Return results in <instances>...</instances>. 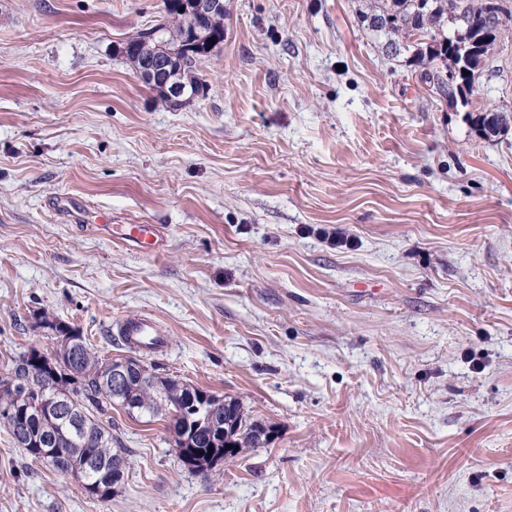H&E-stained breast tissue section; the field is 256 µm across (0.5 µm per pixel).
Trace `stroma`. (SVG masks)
Wrapping results in <instances>:
<instances>
[{
  "label": "stroma",
  "instance_id": "stroma-1",
  "mask_svg": "<svg viewBox=\"0 0 512 512\" xmlns=\"http://www.w3.org/2000/svg\"><path fill=\"white\" fill-rule=\"evenodd\" d=\"M224 2L207 92L173 107L121 52L163 0H0V380L60 321L271 442L219 477L113 407L101 503L0 426V512H512V130L428 91L368 0ZM490 58L472 104L512 109V41ZM134 313L169 346L133 352ZM123 240L136 243L150 253H159L164 246L163 233L156 224H127Z\"/></svg>",
  "mask_w": 512,
  "mask_h": 512
}]
</instances>
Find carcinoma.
I'll list each match as a JSON object with an SVG mask.
<instances>
[{"label":"carcinoma","mask_w":512,"mask_h":512,"mask_svg":"<svg viewBox=\"0 0 512 512\" xmlns=\"http://www.w3.org/2000/svg\"><path fill=\"white\" fill-rule=\"evenodd\" d=\"M367 29L386 39L387 48L397 53L406 47L415 51V62L421 69L420 79L433 93L463 106L471 104L481 77L494 75L489 67V52L506 37L512 36V6L508 0H370L369 11L363 14ZM155 28L136 32L125 41V55L137 61L138 50ZM210 50L186 47L181 50L185 80L203 94L206 81L199 73L202 60ZM468 74H463V71ZM476 131L483 137L495 136L512 126V111L487 106L475 117ZM48 328L69 337L78 351L77 358L58 356L55 359L31 349L14 360L11 375L30 378L27 393L0 382V408L8 406L12 414L0 413V425L14 443L32 459L49 462L64 476H77L84 467L94 463L95 479L83 484L92 498L100 502L112 499L127 465L126 449L112 436V406L122 407L127 414L163 418L181 405L182 423L171 427L179 457L187 466L210 471L218 464L233 461L237 454L221 455V448H264L270 443L265 428L249 420L235 400L228 401L234 418L224 424V411L217 413L220 428L211 431L198 424L211 415L216 396L182 383L173 377L161 376L153 366L130 357L137 366L122 393L112 389L105 361L94 351L79 331L62 322H47ZM55 383L72 396L70 404L85 427L73 428L64 418L53 415L39 419L30 414L39 383Z\"/></svg>","instance_id":"1"}]
</instances>
